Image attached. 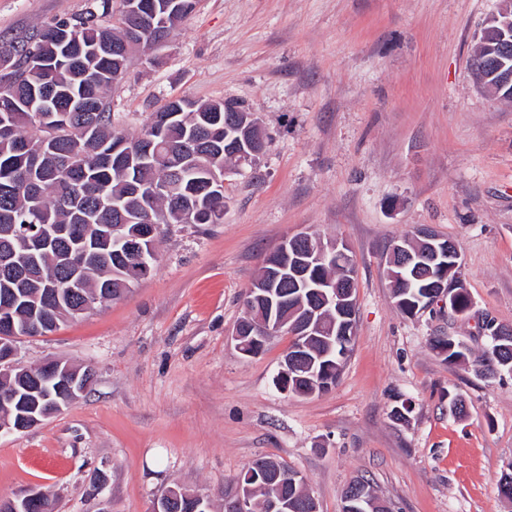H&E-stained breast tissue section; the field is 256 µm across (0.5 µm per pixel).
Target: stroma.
Listing matches in <instances>:
<instances>
[{"label": "stroma", "mask_w": 512, "mask_h": 512, "mask_svg": "<svg viewBox=\"0 0 512 512\" xmlns=\"http://www.w3.org/2000/svg\"><path fill=\"white\" fill-rule=\"evenodd\" d=\"M93 2L0 0V36ZM496 4L196 0L165 46L134 56L108 96L116 123L139 129L173 97L231 98L268 147L227 176L223 223L165 227L153 272L121 299L18 340L22 364L61 359L94 379L41 425L0 435V496L151 512L181 486L224 512L225 482L268 456L299 472L319 512H342L358 477L389 512H512L499 491L512 374L429 346L442 332L477 354L484 320L512 326V102L470 67ZM420 227L457 243L467 315L397 308L383 256ZM308 229L354 259L356 330L336 385L296 396L277 384L292 335L246 357L233 333L266 256Z\"/></svg>", "instance_id": "35a3bbf8"}]
</instances>
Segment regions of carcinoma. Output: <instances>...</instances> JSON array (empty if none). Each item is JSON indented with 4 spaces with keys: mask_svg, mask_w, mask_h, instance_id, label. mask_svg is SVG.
Returning a JSON list of instances; mask_svg holds the SVG:
<instances>
[{
    "mask_svg": "<svg viewBox=\"0 0 512 512\" xmlns=\"http://www.w3.org/2000/svg\"><path fill=\"white\" fill-rule=\"evenodd\" d=\"M102 13L118 12V23L104 25L94 11L63 18L29 30L0 45V69L14 76L12 89L0 92V247L31 266L22 283L0 278V306L12 288L33 299L58 293L44 318L34 323L29 309H16L19 336H38L53 325L75 319L78 291L92 300L120 298L133 285L122 239L135 232H154L143 241L156 249L167 224H215L224 212V168L235 161L232 144L238 131L224 130V105L233 100L198 102L180 97L154 112L136 133L112 121L107 94L112 71L124 45L150 46L171 36L176 27L135 29L123 9L101 0ZM159 192H138L139 184ZM103 198L115 208L101 210ZM24 224L48 230L67 229L37 254L29 250ZM303 343L301 373H321L340 360L322 356L319 340ZM430 348L448 363H472L494 377L512 367V333L489 343L478 355L451 336H434ZM262 509L270 495L288 498L289 512H306L297 472L275 479L270 457L254 460L240 474Z\"/></svg>",
    "mask_w": 512,
    "mask_h": 512,
    "instance_id": "cac0c4a2",
    "label": "carcinoma"
}]
</instances>
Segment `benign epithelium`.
Instances as JSON below:
<instances>
[{
    "label": "benign epithelium",
    "mask_w": 512,
    "mask_h": 512,
    "mask_svg": "<svg viewBox=\"0 0 512 512\" xmlns=\"http://www.w3.org/2000/svg\"><path fill=\"white\" fill-rule=\"evenodd\" d=\"M123 10L135 23L145 27H155L157 13L144 14L138 0H125ZM480 42L498 50L502 54L512 52V0H499L497 10L486 23ZM499 57L492 56V62L481 59L475 71L480 83L495 79L498 91L512 94V68L498 64ZM240 159H250L261 152L264 139L260 128L252 125L247 128L245 140L240 142ZM348 258L346 246L336 241H326L308 232H300L289 238L280 249L275 250V258L266 260L261 276L248 291L249 305L247 317L236 328V348L248 357L260 354L269 336L275 331L290 327L303 336H316L324 333V314L336 315V332L324 339L328 351L349 338L348 323L352 319V295L355 284L349 278L337 282L320 275L322 268L335 259ZM387 274L392 283L404 280V275L413 267L426 263L435 265L439 273L434 280L424 285V293L448 298V304L457 305L462 293L460 283L448 280V269L461 268V255L452 244H444L441 237L429 229H422L410 241L395 244L386 254ZM286 282L291 286L290 293L276 292L272 285ZM302 288H309L315 298L308 303L305 314L296 322H290L288 300L303 298ZM19 336L14 325L0 330V376L20 379V388L0 396V403L12 406L6 415L0 416V434L24 432L43 422L48 417L69 405L79 395L85 393L88 383L80 370L62 360L40 363L44 372L39 373L23 367L18 361L16 347ZM282 387L290 389L292 382L303 379L299 375L298 356H285L281 372ZM193 501L194 512H208L209 500L194 492L173 489L167 493L169 501L180 497ZM43 494L33 491L21 498L8 499L0 508L5 512H27L31 499H40ZM346 512H366L378 504L375 493L363 499L353 495L345 498ZM224 512H251L250 496L236 488L224 494Z\"/></svg>",
    "instance_id": "benign-epithelium-1"
}]
</instances>
